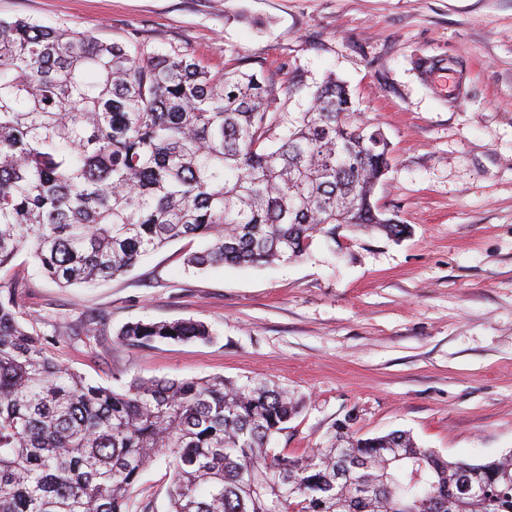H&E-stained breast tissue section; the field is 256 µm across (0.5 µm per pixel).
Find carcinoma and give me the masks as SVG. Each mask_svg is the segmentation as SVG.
Listing matches in <instances>:
<instances>
[{"instance_id":"carcinoma-1","label":"carcinoma","mask_w":512,"mask_h":512,"mask_svg":"<svg viewBox=\"0 0 512 512\" xmlns=\"http://www.w3.org/2000/svg\"><path fill=\"white\" fill-rule=\"evenodd\" d=\"M274 84L176 50L133 56L92 34L0 21V271L22 251L61 287L121 276L181 239L192 267L303 257L348 227L398 238L372 202L380 129L327 77L280 134ZM131 345L207 341L200 321L130 323ZM0 296V512H131L165 460L167 512H512V456L468 464L404 431L332 426L327 448L272 452L300 399L267 380L138 378L119 389L47 354Z\"/></svg>"}]
</instances>
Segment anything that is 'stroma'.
<instances>
[{
  "label": "stroma",
  "instance_id": "35a3bbf8",
  "mask_svg": "<svg viewBox=\"0 0 512 512\" xmlns=\"http://www.w3.org/2000/svg\"><path fill=\"white\" fill-rule=\"evenodd\" d=\"M90 33L131 50L179 51L212 70L272 77L300 112L326 75L348 85L390 144L374 201L409 232L338 231L299 260L188 267L180 240L119 278L62 288L20 253L0 273L48 354L106 387L137 377L262 378L303 397L278 454L409 432L448 459L512 454V0H0V20ZM452 75L432 79L419 60ZM197 320L206 342L130 346V322ZM104 321L91 345L68 332ZM157 462L133 498L165 512Z\"/></svg>",
  "mask_w": 512,
  "mask_h": 512
}]
</instances>
